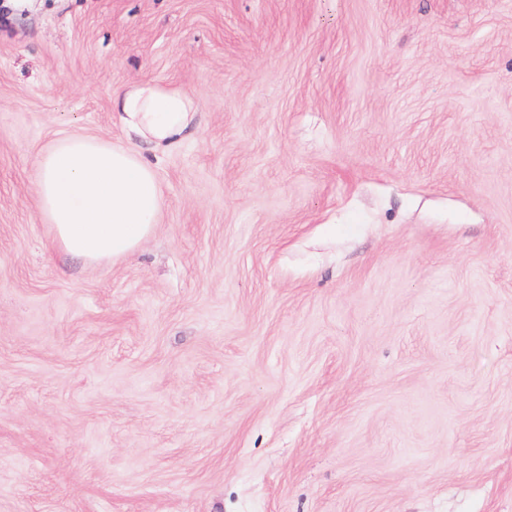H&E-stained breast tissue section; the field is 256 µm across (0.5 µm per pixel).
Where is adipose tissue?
<instances>
[{"label":"adipose tissue","instance_id":"adipose-tissue-1","mask_svg":"<svg viewBox=\"0 0 512 512\" xmlns=\"http://www.w3.org/2000/svg\"><path fill=\"white\" fill-rule=\"evenodd\" d=\"M115 106L126 144L72 135L53 140L38 159L37 209L57 249L95 265L138 252L153 235L163 193L139 147H178L198 111L193 97L153 81L118 93Z\"/></svg>","mask_w":512,"mask_h":512}]
</instances>
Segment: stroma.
Listing matches in <instances>:
<instances>
[{
  "label": "stroma",
  "instance_id": "obj_1",
  "mask_svg": "<svg viewBox=\"0 0 512 512\" xmlns=\"http://www.w3.org/2000/svg\"><path fill=\"white\" fill-rule=\"evenodd\" d=\"M146 80L162 221L63 256ZM0 512H512V0H0ZM112 117L129 145L72 135L40 153L36 202L65 255L106 265L143 248L159 224L163 193L137 149L178 147L195 127L198 103L176 88L143 81L118 93Z\"/></svg>",
  "mask_w": 512,
  "mask_h": 512
}]
</instances>
